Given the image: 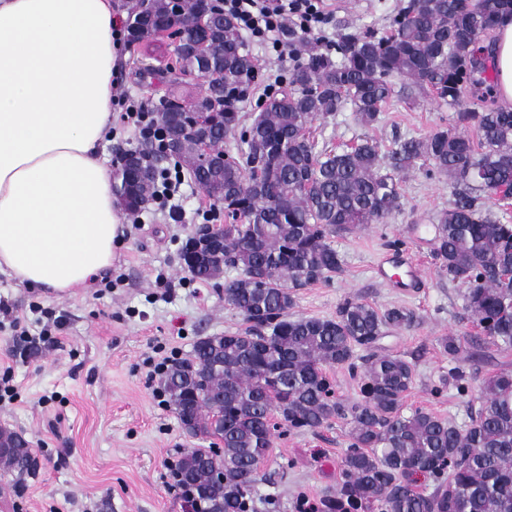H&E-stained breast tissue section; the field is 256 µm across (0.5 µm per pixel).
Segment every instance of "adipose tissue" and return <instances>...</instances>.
<instances>
[{"label":"adipose tissue","mask_w":512,"mask_h":512,"mask_svg":"<svg viewBox=\"0 0 512 512\" xmlns=\"http://www.w3.org/2000/svg\"><path fill=\"white\" fill-rule=\"evenodd\" d=\"M118 20L115 0H0V273L27 287H89L123 240L98 153ZM494 36V93L512 108V16Z\"/></svg>","instance_id":"obj_1"}]
</instances>
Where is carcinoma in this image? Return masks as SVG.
<instances>
[{"label": "carcinoma", "mask_w": 512, "mask_h": 512, "mask_svg": "<svg viewBox=\"0 0 512 512\" xmlns=\"http://www.w3.org/2000/svg\"><path fill=\"white\" fill-rule=\"evenodd\" d=\"M207 11L206 48H184L189 29L178 24ZM512 0H407L386 30L344 32L336 57L313 53V38L288 30L298 57L285 86L270 95L251 125L240 129L237 103L257 77L236 20L199 0H133L127 35L132 42L168 32L183 73L206 79L205 91L171 109V99L149 103L167 137L120 153L112 189L129 212L149 202L169 167L186 170L213 206L224 207V266L193 261L181 249L183 269L208 281L226 269L224 301L249 326L235 334L205 336L191 355L159 377L170 406L191 438L207 448H184L174 464L184 512H250L260 466L273 431L316 430L333 422L351 427L341 480L322 502L323 512H512V373L486 378L469 424L459 427L424 408L403 413L414 368L380 346L389 330L409 329L413 311L379 310L357 298L336 317H295L297 291L344 272L333 238L364 224H379L401 209L400 175L417 163L455 184L454 200L434 225L433 250L448 279L466 286L465 318L481 341L512 348V221L490 213L494 197L512 191V110L490 101L457 110L455 126L394 143L381 151L363 140L335 150L308 134L310 125L354 107L363 125L376 123L394 97L422 87L456 106L486 83L483 41ZM240 134L236 154L224 138ZM206 135L210 153L197 144ZM465 336H445L440 347L454 359ZM366 355L359 358L356 352ZM362 360L357 365L356 359ZM360 374V398L335 395L326 369ZM38 456L20 434L0 429V467L16 482L33 476ZM434 483L415 490L417 476Z\"/></svg>", "instance_id": "1"}]
</instances>
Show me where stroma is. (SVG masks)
Here are the masks:
<instances>
[{
    "mask_svg": "<svg viewBox=\"0 0 512 512\" xmlns=\"http://www.w3.org/2000/svg\"><path fill=\"white\" fill-rule=\"evenodd\" d=\"M405 0H335L329 35L382 31L386 18ZM144 49L121 41L114 89L141 103L169 94L196 95L203 78L183 75L160 57L148 75ZM452 108L435 95L392 98L377 124L365 126L352 107L315 120L310 133L319 144L352 146L363 139L390 149L395 140L424 137L450 127ZM181 219L147 205L138 214L122 212L124 245L112 267L73 295H58L17 284L0 274V301L14 314L43 310L50 336L60 346L27 347L9 319L0 317V370L12 367L15 397L0 402V428L20 432L35 448L41 468L15 484L0 472V512H183L169 485V466L192 444L159 387L154 371L163 358H184L203 336L244 330L242 315L224 301V282L234 271L210 280H190L178 254L211 211L209 198L184 180ZM445 175L419 165L401 181L402 207L385 223L367 224L336 236L344 260L341 276L300 289L292 312L298 317H335L339 305L358 298L377 308L412 310L413 327L385 336L382 347L412 363L414 383L403 400L404 413L431 410L457 426L469 422L470 406L483 380L512 372V350H486L449 359L438 345L444 336H472L462 318V284L449 281L432 256V224L454 199ZM398 240L423 268L410 293L377 280L373 267ZM458 367L470 379L467 390L449 377ZM350 428L337 422L318 432L275 436L263 478L256 484V512H298L297 502L319 500L340 480L341 458Z\"/></svg>",
    "mask_w": 512,
    "mask_h": 512,
    "instance_id": "obj_1",
    "label": "stroma"
}]
</instances>
